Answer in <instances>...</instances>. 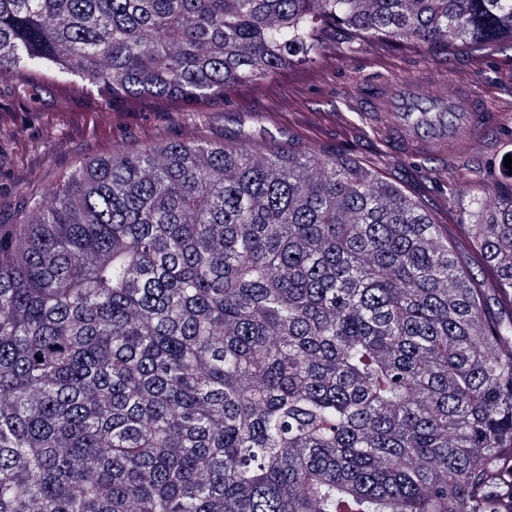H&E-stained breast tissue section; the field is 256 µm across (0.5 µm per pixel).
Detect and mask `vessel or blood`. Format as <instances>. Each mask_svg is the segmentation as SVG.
<instances>
[{
	"mask_svg": "<svg viewBox=\"0 0 512 512\" xmlns=\"http://www.w3.org/2000/svg\"><path fill=\"white\" fill-rule=\"evenodd\" d=\"M352 102L374 108L381 138L393 150L412 155L447 158L449 149L483 143L503 122L495 101L475 94L462 80L446 88L435 77L411 80L396 89L373 83Z\"/></svg>",
	"mask_w": 512,
	"mask_h": 512,
	"instance_id": "b4317fda",
	"label": "vessel or blood"
}]
</instances>
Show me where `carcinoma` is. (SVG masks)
Segmentation results:
<instances>
[{
	"label": "carcinoma",
	"mask_w": 512,
	"mask_h": 512,
	"mask_svg": "<svg viewBox=\"0 0 512 512\" xmlns=\"http://www.w3.org/2000/svg\"><path fill=\"white\" fill-rule=\"evenodd\" d=\"M512 0H0V76L205 100ZM433 215L345 152L86 161L0 232V512H512V191ZM42 361H37V357Z\"/></svg>",
	"instance_id": "obj_1"
}]
</instances>
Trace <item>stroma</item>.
Returning a JSON list of instances; mask_svg holds the SVG:
<instances>
[{"mask_svg":"<svg viewBox=\"0 0 512 512\" xmlns=\"http://www.w3.org/2000/svg\"><path fill=\"white\" fill-rule=\"evenodd\" d=\"M505 69L512 70V45L505 41L478 52L458 43L442 51L331 35L312 64L288 67L199 102L119 98L103 112L99 88L79 77L46 70L24 91L16 78L3 77L0 116L12 121L14 138L0 143V224L16 223L29 196L91 158L175 139L220 141L231 131L246 150L290 145L349 151L423 203L463 249L461 206L482 190L512 187V170L504 165L505 156L512 155V120L483 149L457 155L443 167L389 150L350 100L366 81L398 83L436 70L447 79L470 77L474 91L496 94L512 116V85L499 82Z\"/></svg>","mask_w":512,"mask_h":512,"instance_id":"obj_1","label":"stroma"}]
</instances>
